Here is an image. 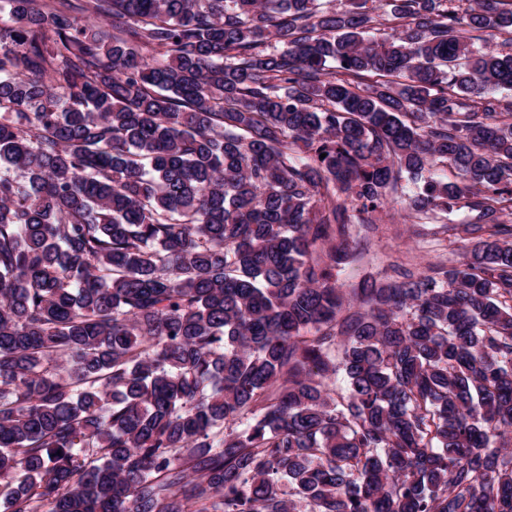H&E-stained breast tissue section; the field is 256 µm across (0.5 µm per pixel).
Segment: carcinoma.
Instances as JSON below:
<instances>
[{
  "label": "carcinoma",
  "instance_id": "obj_1",
  "mask_svg": "<svg viewBox=\"0 0 512 512\" xmlns=\"http://www.w3.org/2000/svg\"><path fill=\"white\" fill-rule=\"evenodd\" d=\"M383 2L0 0V512H512V0ZM376 229L361 224L350 227L355 254L343 265L340 283L357 287L365 280H385L394 275L392 267L400 264L414 271H429L436 266L448 267L460 259L458 243L438 229L440 224L461 223L464 210L455 211L431 224H417V219L392 203L376 214Z\"/></svg>",
  "mask_w": 512,
  "mask_h": 512
}]
</instances>
